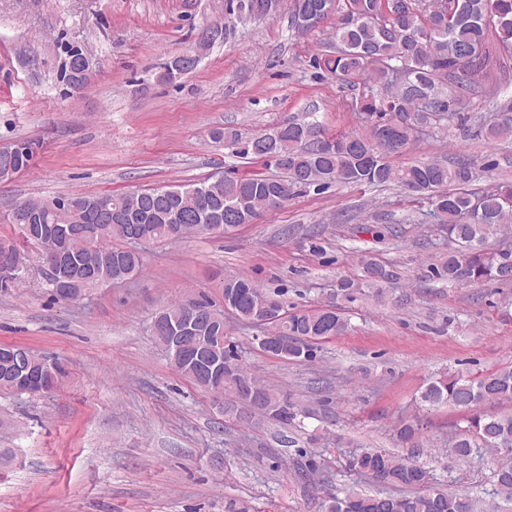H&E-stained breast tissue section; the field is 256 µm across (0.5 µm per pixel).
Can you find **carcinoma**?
I'll return each instance as SVG.
<instances>
[{
  "instance_id": "obj_1",
  "label": "carcinoma",
  "mask_w": 512,
  "mask_h": 512,
  "mask_svg": "<svg viewBox=\"0 0 512 512\" xmlns=\"http://www.w3.org/2000/svg\"><path fill=\"white\" fill-rule=\"evenodd\" d=\"M336 11L324 17L332 21L329 52L311 58V67L325 71L343 85H364L355 102L362 129L334 136L328 151L314 153L304 144L306 133L323 128L309 113L290 119L270 133L252 137L241 150L237 132L217 129L212 136L235 153L274 163L279 177L253 174L224 177L218 188L210 179L192 184L160 186L126 194H72L58 197V209L44 213L40 223L80 224L88 233L69 240L75 253H89L96 264L99 284L112 282L142 269L136 246L127 244L129 225L142 226L147 243L175 241L206 224L204 213L219 217L223 225L248 224L269 210L267 195L285 204L298 191H325L333 185L398 187L429 203V215L447 225L451 246L433 268L434 275L451 285L479 286L491 282L512 283V247L493 248L489 239L512 225V185H499L476 196L469 186L481 169L473 159L460 155L449 160L423 159L396 165L390 157L407 151L416 134L457 115L454 106L466 95L479 96L501 110L503 118L482 126L491 141L512 138V109L498 106L508 91L501 59L512 57V0H335ZM471 50L481 58L473 73L460 71V58ZM408 73V81L392 80L390 71ZM129 215L123 224L107 222L109 213ZM361 281L344 279L338 288L346 292L362 285L374 287L392 278L383 264L363 255L359 260ZM234 296L230 313L242 323L262 328L273 336L288 338L291 360L309 359L320 336H338L347 320L338 308L285 311L287 319L262 321L259 307L271 297L254 282L239 275L224 277V296ZM273 301V300H271ZM204 319L211 322L207 336H224V311L206 298L192 299ZM273 305L281 306L277 300ZM227 361L224 382L204 387L224 392V384L251 412L283 425H295L299 410L290 401L262 386L224 350ZM31 373L44 386L56 387L66 377L64 365H49L31 353ZM421 400L431 405L447 403L469 413L467 427L454 440L457 458L468 460L485 448L498 454L512 449V415L481 411L484 404L512 402V370L477 378L443 377L427 385ZM351 467L378 488L375 493L349 490L331 494L326 512H475L467 495L434 486L424 467L384 449L368 448L356 455ZM493 494L512 503V458L493 470Z\"/></svg>"
}]
</instances>
